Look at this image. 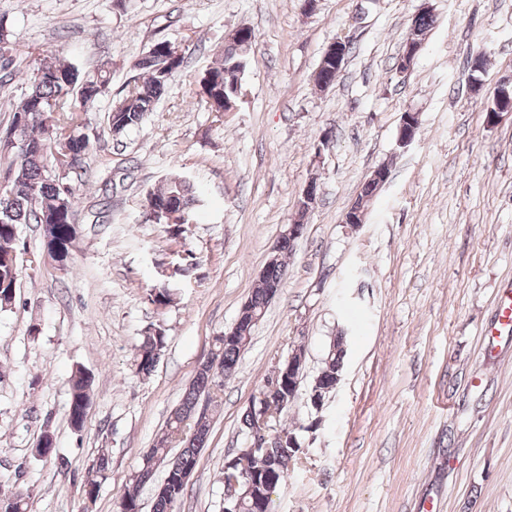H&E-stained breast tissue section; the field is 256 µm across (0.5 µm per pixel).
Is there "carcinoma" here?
I'll list each match as a JSON object with an SVG mask.
<instances>
[{"label": "carcinoma", "mask_w": 512, "mask_h": 512, "mask_svg": "<svg viewBox=\"0 0 512 512\" xmlns=\"http://www.w3.org/2000/svg\"><path fill=\"white\" fill-rule=\"evenodd\" d=\"M254 41L252 30L246 38L226 44L217 50L219 63L207 70L199 80L201 102L208 112L224 115L225 99L232 88L242 81L244 63ZM166 40H156L133 63V69L145 74L141 83L127 84L124 93L111 104L109 130L120 137L139 126L145 117L156 110L157 103L171 77L184 63V56L173 57L164 50ZM24 59L31 68L30 89L12 105L13 119L5 135L0 137V156H9V182L0 196V308L14 302L20 276L19 269L8 262L10 253L17 251L16 242L22 224H36L42 238L52 237L67 242L76 223V188L67 175L83 168L91 150V141L83 132L86 114L99 97L109 93L112 81L110 66L98 65L94 74L83 75L68 62L44 63L40 55L21 49L0 31V71L16 60ZM149 217L157 224L167 223L166 213L179 211L184 223L194 222L200 206L191 178L172 174L163 184L147 191ZM285 264L280 261L266 268V278L259 281L250 296L256 313L268 305L266 292L269 282L282 280ZM172 289L161 283L149 290L148 301L157 306L167 305ZM166 346V336L159 330L143 337L134 360L136 373L150 375ZM242 348L234 342L215 339L211 357L217 361L214 374L199 371L186 390L180 405L170 415L166 427L151 448L148 460L142 461L132 478V485L120 498L119 512H141L139 489L150 482L154 467L166 466L164 489L157 493L153 512H172L174 503L182 497L186 484L176 476L195 469L201 448L209 438L211 420L207 410L199 407L201 397L214 401L222 380L236 371ZM346 351L337 342L330 344L324 365L314 378L310 393L323 402L331 393L340 373ZM91 376L78 369L70 380L68 415L70 423L84 421L85 408L90 404ZM181 448L177 457L168 459L169 447ZM296 448H268L256 454L243 482L254 486L252 494L236 503L237 512H260L271 509L267 498L269 488L286 484L288 472L281 467L288 456H296ZM0 512H26L24 495L0 486Z\"/></svg>", "instance_id": "cac0c4a2"}]
</instances>
